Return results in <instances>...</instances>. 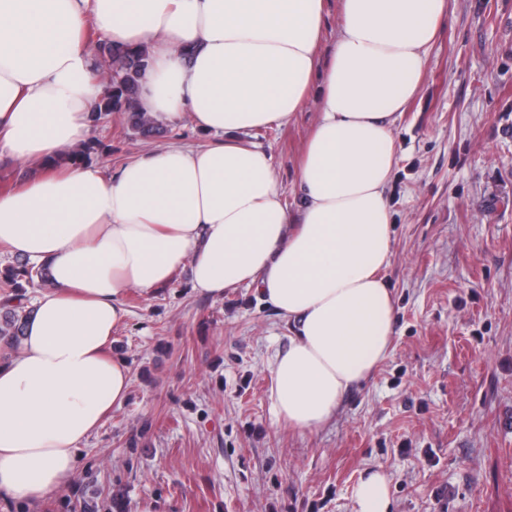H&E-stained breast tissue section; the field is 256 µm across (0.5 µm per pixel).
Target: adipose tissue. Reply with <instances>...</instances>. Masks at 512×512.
I'll list each match as a JSON object with an SVG mask.
<instances>
[{
    "mask_svg": "<svg viewBox=\"0 0 512 512\" xmlns=\"http://www.w3.org/2000/svg\"><path fill=\"white\" fill-rule=\"evenodd\" d=\"M89 9L114 45L146 46L144 112L214 142L146 149L111 174L66 163L102 92ZM325 14V0H0V163L35 167L0 191V245L51 284L19 352L0 359V495L33 506L73 484L82 445L130 390L128 361L111 353L125 293L181 266L210 297L256 286L287 323L270 399L297 430L328 422L386 359L394 124L448 0H340L326 59ZM310 104L294 215L272 155L237 135Z\"/></svg>",
    "mask_w": 512,
    "mask_h": 512,
    "instance_id": "ef3b65f1",
    "label": "adipose tissue"
}]
</instances>
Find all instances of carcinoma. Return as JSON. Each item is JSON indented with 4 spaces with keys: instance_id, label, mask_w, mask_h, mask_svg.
Masks as SVG:
<instances>
[{
    "instance_id": "obj_1",
    "label": "carcinoma",
    "mask_w": 512,
    "mask_h": 512,
    "mask_svg": "<svg viewBox=\"0 0 512 512\" xmlns=\"http://www.w3.org/2000/svg\"><path fill=\"white\" fill-rule=\"evenodd\" d=\"M87 39L94 51V57H101L107 63L102 67L94 63L93 76L103 87L97 102L91 107L94 116L119 112L125 123L138 136H150L160 132L152 119L140 108L139 78L147 66V53L144 49L115 48L112 43L101 37L94 27L89 25ZM112 153V145L91 140L83 143L68 157V161L77 165L85 162L93 153ZM48 282L43 269L25 261L12 267L0 278V290L3 294L4 314L0 315V342L8 347L14 346L23 335L27 314L23 313L26 288Z\"/></svg>"
}]
</instances>
